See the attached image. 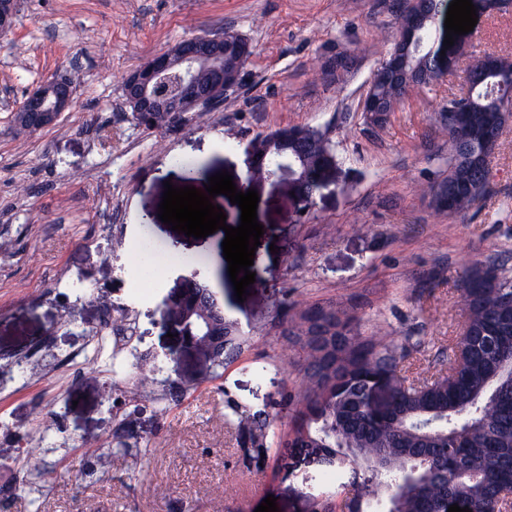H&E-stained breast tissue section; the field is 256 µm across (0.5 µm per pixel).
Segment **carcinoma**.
<instances>
[{"label":"carcinoma","instance_id":"obj_1","mask_svg":"<svg viewBox=\"0 0 512 512\" xmlns=\"http://www.w3.org/2000/svg\"><path fill=\"white\" fill-rule=\"evenodd\" d=\"M436 0H413L397 16L399 37L388 57L399 62L397 77L371 80L367 95L377 111L392 112L414 87L442 79L454 62L456 45L437 36ZM462 96L461 120L473 129L494 122L503 132L512 112V59L486 53L474 59ZM301 138L288 142L296 172L309 191L317 177L337 165L333 142L318 128L296 126ZM282 129L257 136L254 153L265 158L254 177L276 173L272 139ZM499 140L459 144L448 133V176L433 191L454 192L461 214L486 192L490 159ZM465 321L459 345L465 363L431 381H411L402 362L420 346L413 337L382 342L354 331V317L334 309L308 308L287 321L284 335L301 345L304 387L288 435L318 449L323 459L349 474L354 493L341 500L342 512H448L462 502L471 512H512V276L505 264H473L458 282ZM184 328L201 336L208 327L221 332L228 347L211 366L221 376L247 347L237 324L219 300L198 289L186 309L172 307ZM147 397L162 412L178 405L196 388L193 380L174 382L158 375L141 378ZM240 447L261 456L272 436L267 416L239 403L228 404ZM116 451L145 454L148 441L125 418L112 432Z\"/></svg>","mask_w":512,"mask_h":512}]
</instances>
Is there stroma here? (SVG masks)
<instances>
[{"mask_svg":"<svg viewBox=\"0 0 512 512\" xmlns=\"http://www.w3.org/2000/svg\"><path fill=\"white\" fill-rule=\"evenodd\" d=\"M397 3L20 0L16 26L0 40V483L10 487L0 512H255L270 495L278 512H310L311 499L345 475L298 443L255 459L224 417L233 400L267 412L275 437L288 432L279 393L301 391L303 352L277 322L287 302L347 312L366 336H427L428 347L404 362L411 377L447 365L462 321L459 272L504 257L512 271V121L486 195L462 217L438 210L432 187L448 174L439 114L465 89L468 62L369 123L362 101L398 37ZM224 27L252 46L237 90L183 129L131 125L126 77L173 44ZM462 40L512 58V11L479 17ZM57 75L71 79L73 106L49 127L17 132L25 95ZM300 125L329 130L339 160L308 207L279 179L250 180L251 140ZM180 163L196 167L197 189L226 171L259 195L264 234L245 301L221 244L155 267L183 239L158 217L165 172ZM192 269L248 348L170 413L139 401L134 426L150 443L139 464L115 453L88 471L90 453L112 445L102 372L112 360L102 332L110 304L131 309L136 345L166 355L165 376L197 375L167 303ZM71 280L97 284L100 296L75 299ZM45 341L52 353H84L77 375L32 357ZM9 432L44 462L37 490L13 476Z\"/></svg>","mask_w":512,"mask_h":512,"instance_id":"1","label":"stroma"}]
</instances>
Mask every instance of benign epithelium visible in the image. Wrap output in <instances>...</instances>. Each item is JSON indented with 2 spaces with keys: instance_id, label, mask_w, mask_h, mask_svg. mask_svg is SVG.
Segmentation results:
<instances>
[{
  "instance_id": "obj_1",
  "label": "benign epithelium",
  "mask_w": 512,
  "mask_h": 512,
  "mask_svg": "<svg viewBox=\"0 0 512 512\" xmlns=\"http://www.w3.org/2000/svg\"><path fill=\"white\" fill-rule=\"evenodd\" d=\"M18 0H0V37L7 36L15 26ZM233 55L243 62L252 54L248 40L232 47L224 45V32L206 33L182 40L168 51L153 56L124 81L126 103L136 115L148 118L154 112H167L173 124L182 128L188 112H208L224 100V94L234 89L242 79V68L229 73L224 59ZM74 103V87L61 76L47 80L27 93L15 112L18 122L33 129L52 125L62 112ZM276 178L287 182L306 204L313 203L314 194L303 189V179L283 160ZM205 286L200 272L182 277L181 286L169 299L173 305L185 297V289ZM181 350L198 355L204 369H210V358L200 352L197 337L179 331Z\"/></svg>"
}]
</instances>
